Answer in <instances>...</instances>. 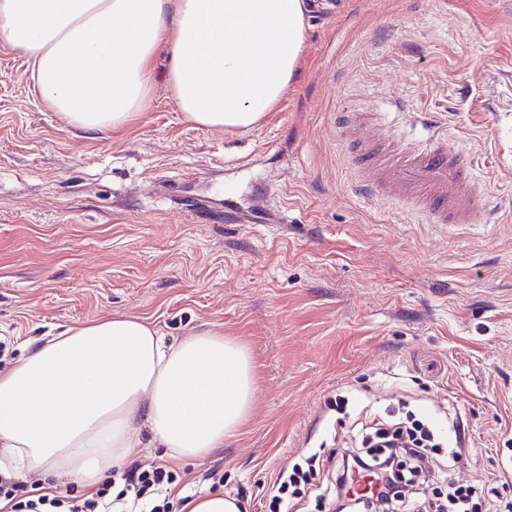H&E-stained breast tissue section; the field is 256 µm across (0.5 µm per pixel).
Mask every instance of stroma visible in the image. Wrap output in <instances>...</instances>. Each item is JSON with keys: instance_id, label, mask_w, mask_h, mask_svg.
Returning a JSON list of instances; mask_svg holds the SVG:
<instances>
[{"instance_id": "stroma-1", "label": "stroma", "mask_w": 512, "mask_h": 512, "mask_svg": "<svg viewBox=\"0 0 512 512\" xmlns=\"http://www.w3.org/2000/svg\"><path fill=\"white\" fill-rule=\"evenodd\" d=\"M302 63L253 128L184 119L155 65L148 112L78 131L0 44V339L9 366L91 320L138 316L167 337L215 328L249 350L240 433L198 460L144 448L177 476L170 512L213 491L269 512L279 473L341 460L365 406L456 420L449 480L512 502V0H327ZM368 148L443 138L483 188L469 224H432L352 190Z\"/></svg>"}]
</instances>
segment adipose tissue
Here are the masks:
<instances>
[{"instance_id":"1","label":"adipose tissue","mask_w":512,"mask_h":512,"mask_svg":"<svg viewBox=\"0 0 512 512\" xmlns=\"http://www.w3.org/2000/svg\"><path fill=\"white\" fill-rule=\"evenodd\" d=\"M313 0H0V42L84 133L148 111L153 65L184 117L250 128L287 93ZM248 349L214 329L167 340L136 316L83 322L0 370V471L95 486L140 448L223 447L253 402Z\"/></svg>"}]
</instances>
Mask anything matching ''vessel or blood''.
<instances>
[{
	"label": "vessel or blood",
	"instance_id": "1",
	"mask_svg": "<svg viewBox=\"0 0 512 512\" xmlns=\"http://www.w3.org/2000/svg\"><path fill=\"white\" fill-rule=\"evenodd\" d=\"M366 163L368 177L355 184L361 194H389L429 212L437 224L469 223L478 186L442 147L375 152L367 155Z\"/></svg>",
	"mask_w": 512,
	"mask_h": 512
}]
</instances>
